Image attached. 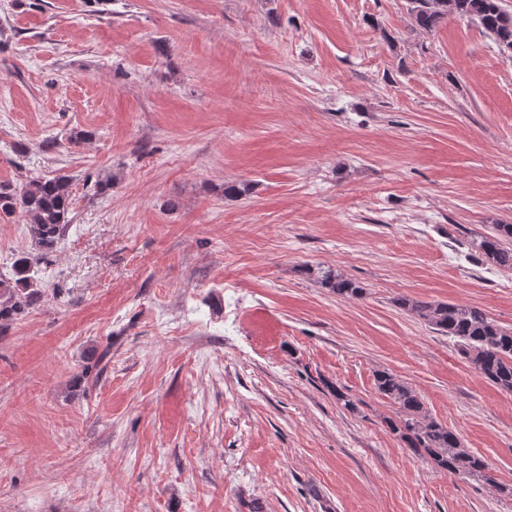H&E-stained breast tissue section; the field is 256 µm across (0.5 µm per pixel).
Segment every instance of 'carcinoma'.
Listing matches in <instances>:
<instances>
[{"label": "carcinoma", "instance_id": "cac0c4a2", "mask_svg": "<svg viewBox=\"0 0 512 512\" xmlns=\"http://www.w3.org/2000/svg\"><path fill=\"white\" fill-rule=\"evenodd\" d=\"M408 11L419 29L432 32L448 16L475 20L502 53L512 55V14L503 0H407ZM70 181L65 175L35 179L18 189L0 183V217L17 211L29 221L30 235L41 257L54 252L69 226ZM512 224H494L491 232L472 240L475 251L497 266L512 270ZM39 260L18 253L8 273L0 274V334L41 300L45 284L38 274ZM302 272L340 299H360L365 288L330 267L305 266ZM395 305L442 336L455 340L458 353L485 380L512 392V328H506L480 308L442 301L399 296ZM378 391L397 407V417L385 420L388 428L413 453L429 458L441 471L492 481L485 459L467 449L457 432L436 420L420 395L398 375L375 373Z\"/></svg>", "mask_w": 512, "mask_h": 512}]
</instances>
